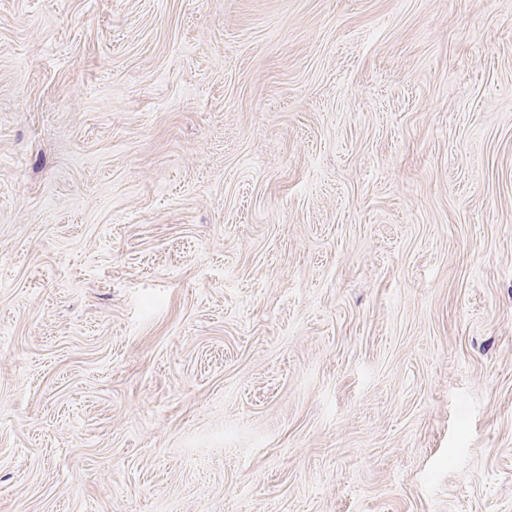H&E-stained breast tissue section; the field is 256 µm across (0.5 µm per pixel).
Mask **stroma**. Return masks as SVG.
Wrapping results in <instances>:
<instances>
[{
	"label": "stroma",
	"mask_w": 512,
	"mask_h": 512,
	"mask_svg": "<svg viewBox=\"0 0 512 512\" xmlns=\"http://www.w3.org/2000/svg\"><path fill=\"white\" fill-rule=\"evenodd\" d=\"M0 512H512V0H0Z\"/></svg>",
	"instance_id": "obj_1"
}]
</instances>
